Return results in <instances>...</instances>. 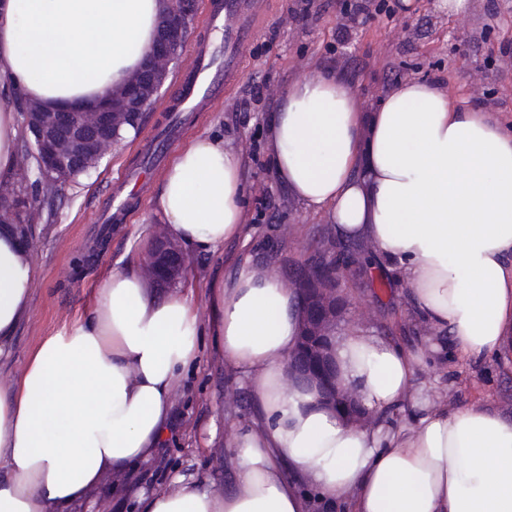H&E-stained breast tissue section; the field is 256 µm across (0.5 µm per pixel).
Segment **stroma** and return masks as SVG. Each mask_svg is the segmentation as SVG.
Segmentation results:
<instances>
[{
	"label": "stroma",
	"instance_id": "35a3bbf8",
	"mask_svg": "<svg viewBox=\"0 0 512 512\" xmlns=\"http://www.w3.org/2000/svg\"><path fill=\"white\" fill-rule=\"evenodd\" d=\"M271 2L246 52L245 75L227 99L200 112L164 111V103L180 93V75L194 66L193 45L185 43L159 101L143 114L139 135L120 144L89 177L58 189L53 223L37 227L30 251L36 279L29 311L7 354L0 356V385L16 382L42 341L91 306L102 277L127 260L142 261L150 243L146 217L163 168H144L139 183L125 187L132 202L120 222L100 224L96 217L110 206L117 176L132 169L159 125L168 123L176 129L166 142L165 162H172L176 152L194 138L213 133L223 136L225 146L241 160L244 203L239 237L214 253L189 252V264L178 285L205 318L212 283L234 281L248 262L289 281L295 266L329 232L325 214L308 211L280 184L267 148L269 117L290 86L330 74L332 60L340 55L342 73L361 111L374 110L404 70L433 85L449 69H456L457 76L445 92L473 105L498 89L503 76L494 61L503 45H512V6L506 0H466L460 15L450 13L443 0H408L406 8L390 17L377 15L368 34L343 45L336 41V0H319L318 10L304 19L291 13L296 0ZM480 20L491 24L487 39L469 42L467 33ZM279 234L287 242L271 263L268 243ZM364 301L384 311L372 324L376 332L407 348L427 336L407 292L391 297L384 291L374 296L366 288L352 289V306ZM200 347L199 362L180 376L169 434L155 455L121 480L104 475L75 512H140L136 487L168 490L179 475L204 480L217 493L228 487L225 444L233 427L251 420L253 405L245 382L226 365L224 350L210 329H203ZM437 380L444 386L449 407L489 401L512 412V367L503 368L489 359L425 362L418 371V383L429 386Z\"/></svg>",
	"mask_w": 512,
	"mask_h": 512
}]
</instances>
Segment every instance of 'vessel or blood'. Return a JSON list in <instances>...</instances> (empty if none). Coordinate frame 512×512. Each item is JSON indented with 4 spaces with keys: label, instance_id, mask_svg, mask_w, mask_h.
<instances>
[{
    "label": "vessel or blood",
    "instance_id": "1",
    "mask_svg": "<svg viewBox=\"0 0 512 512\" xmlns=\"http://www.w3.org/2000/svg\"><path fill=\"white\" fill-rule=\"evenodd\" d=\"M262 0H213L208 24L224 39V78L213 76L214 59L204 40L194 45L197 65L181 83L180 96L169 106L173 112H196L215 98L221 88L232 87L243 75L245 48L255 34V17Z\"/></svg>",
    "mask_w": 512,
    "mask_h": 512
}]
</instances>
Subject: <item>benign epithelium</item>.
<instances>
[{"mask_svg": "<svg viewBox=\"0 0 512 512\" xmlns=\"http://www.w3.org/2000/svg\"><path fill=\"white\" fill-rule=\"evenodd\" d=\"M197 9L198 0H169V10L159 22L144 66L127 83L111 91L104 106L51 110L36 103L25 105L24 124L33 136L28 153L37 159L44 183L56 189L68 182L70 175L97 166L112 154L117 146L114 132L135 114L147 111L161 93L187 36L186 22ZM31 211V198L25 197L18 186L0 185V222L9 223L28 247L35 238ZM152 232L157 249L176 270L175 280L182 279L186 258L179 244L163 224L153 225ZM335 249V241L327 238L291 277L290 287L301 301L302 341L288 358L287 379L293 386L316 392L327 405L345 411L351 423L364 426L371 418L360 409L355 391L342 382L332 348L350 309L345 283L365 280L370 271L360 250L341 262L336 260ZM142 272L148 281L157 280L158 254L143 258Z\"/></svg>", "mask_w": 512, "mask_h": 512, "instance_id": "obj_1", "label": "benign epithelium"}]
</instances>
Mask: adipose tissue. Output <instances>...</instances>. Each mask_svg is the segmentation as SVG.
I'll use <instances>...</instances> for the list:
<instances>
[{"mask_svg": "<svg viewBox=\"0 0 512 512\" xmlns=\"http://www.w3.org/2000/svg\"><path fill=\"white\" fill-rule=\"evenodd\" d=\"M167 10L168 0H0V183L18 178L22 104L100 103L143 65ZM268 135L282 185L326 214L338 240L371 244L438 340L408 350L359 326L346 333L340 375L374 418L352 426L287 387L300 301L248 267L210 303L224 360L258 409L229 437L233 484L220 495L179 476L171 490H138L142 512H310L315 497L331 512H512V416L451 408L416 384L427 353L512 350V131L424 83L398 85L363 112L342 81L317 76L289 87ZM151 213L183 245L216 252L241 228L238 155L221 136L193 139ZM35 278L28 250L0 227V355ZM200 334L182 293L157 295L134 263L114 268L91 308L0 387V512H68L105 470L147 460Z\"/></svg>", "mask_w": 512, "mask_h": 512, "instance_id": "adipose-tissue-1", "label": "adipose tissue"}]
</instances>
